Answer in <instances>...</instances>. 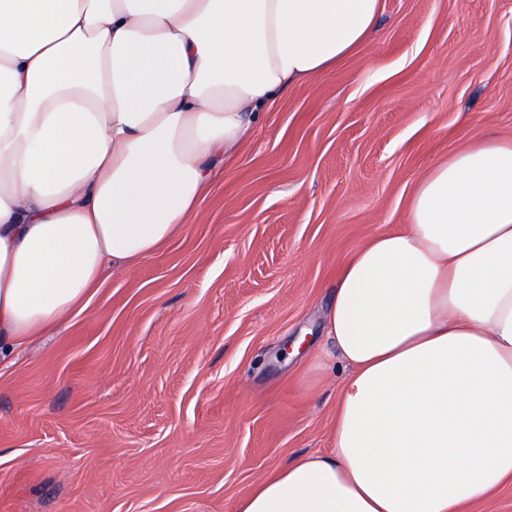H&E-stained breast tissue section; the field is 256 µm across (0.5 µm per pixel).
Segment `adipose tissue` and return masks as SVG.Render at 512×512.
<instances>
[{
  "mask_svg": "<svg viewBox=\"0 0 512 512\" xmlns=\"http://www.w3.org/2000/svg\"><path fill=\"white\" fill-rule=\"evenodd\" d=\"M381 0H0V363L156 255L292 84ZM324 331L350 375L333 446L235 512H460L512 481V142L426 173L357 246Z\"/></svg>",
  "mask_w": 512,
  "mask_h": 512,
  "instance_id": "adipose-tissue-1",
  "label": "adipose tissue"
}]
</instances>
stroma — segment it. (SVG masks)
<instances>
[{
  "label": "stroma",
  "mask_w": 512,
  "mask_h": 512,
  "mask_svg": "<svg viewBox=\"0 0 512 512\" xmlns=\"http://www.w3.org/2000/svg\"><path fill=\"white\" fill-rule=\"evenodd\" d=\"M382 6L372 40L262 113L159 255L0 369V512H235L330 448L339 269L438 162L512 141V0Z\"/></svg>",
  "instance_id": "stroma-1"
}]
</instances>
